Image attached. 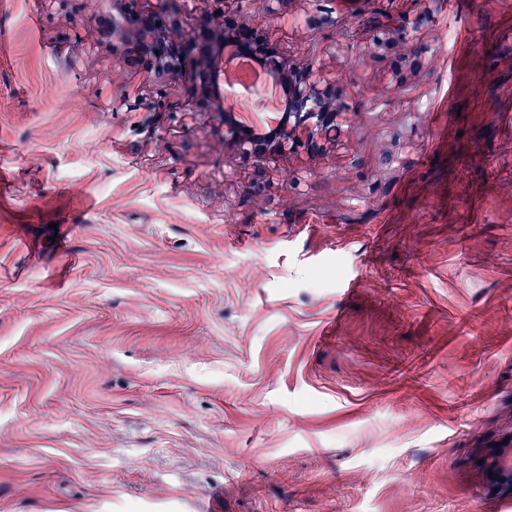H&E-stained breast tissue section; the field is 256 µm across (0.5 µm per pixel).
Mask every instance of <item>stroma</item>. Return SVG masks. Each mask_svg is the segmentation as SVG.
I'll use <instances>...</instances> for the list:
<instances>
[{
  "mask_svg": "<svg viewBox=\"0 0 512 512\" xmlns=\"http://www.w3.org/2000/svg\"><path fill=\"white\" fill-rule=\"evenodd\" d=\"M157 7L0 0V512H487L512 0H169L162 82L125 40ZM227 15L347 87L336 139L232 142Z\"/></svg>",
  "mask_w": 512,
  "mask_h": 512,
  "instance_id": "35a3bbf8",
  "label": "stroma"
}]
</instances>
